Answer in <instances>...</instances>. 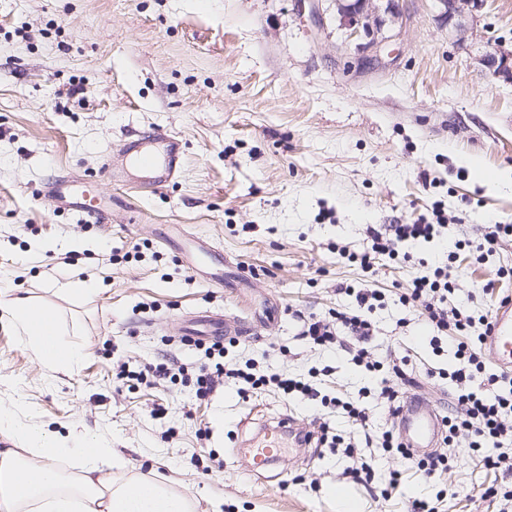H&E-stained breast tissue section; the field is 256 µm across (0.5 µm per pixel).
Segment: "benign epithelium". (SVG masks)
<instances>
[{
  "mask_svg": "<svg viewBox=\"0 0 512 512\" xmlns=\"http://www.w3.org/2000/svg\"><path fill=\"white\" fill-rule=\"evenodd\" d=\"M336 8L339 26L356 38L355 50L361 56H375L392 39L385 26L402 24V16L395 0H330ZM442 15L455 22L457 31L465 30L462 18L481 7L483 0H434ZM485 66L496 77L512 82V51L497 49L483 59Z\"/></svg>",
  "mask_w": 512,
  "mask_h": 512,
  "instance_id": "7a95c632",
  "label": "benign epithelium"
}]
</instances>
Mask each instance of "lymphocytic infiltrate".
I'll use <instances>...</instances> for the list:
<instances>
[{
  "instance_id": "1",
  "label": "lymphocytic infiltrate",
  "mask_w": 512,
  "mask_h": 512,
  "mask_svg": "<svg viewBox=\"0 0 512 512\" xmlns=\"http://www.w3.org/2000/svg\"><path fill=\"white\" fill-rule=\"evenodd\" d=\"M446 228L444 215L435 221L421 217L410 224H385L370 230L366 248L359 253L338 248L337 254L348 262L371 270L375 261L388 258L411 261L410 253L399 247L409 241L434 242ZM458 251H449L445 263L430 266L425 275L414 278L402 289L399 302L406 308L422 309L432 334L434 350H441L442 341L457 337L455 357L457 364L449 370H439L440 379L452 385L455 406L444 416V447L426 457L414 455L404 448L393 431L370 434L372 416L367 407L321 393L309 382L257 369L252 362L242 364L227 361L226 342L216 341L203 348L199 360L188 365L147 363L138 370H120L117 378L122 383L156 387L166 382L182 380L192 383L197 398L209 397L232 380L246 391L261 394L274 388L285 395H299L304 399L331 407L365 431V445L377 448L383 457L407 462L425 477L440 476L453 467L452 448L466 444L483 467L498 472L504 481L512 477V455L500 452L502 440L512 438V376L488 372L483 356V342L492 319L475 315L467 307L449 306L448 297L458 288L454 275ZM351 305L334 310L326 317L309 316L301 334L316 347L335 346L351 355L353 363L369 374H381L378 397L388 415H395L404 393L415 388L417 379L409 369L408 356L402 355L383 363L372 358L370 344L377 335L371 318L372 311L384 303L383 294L374 288H346Z\"/></svg>"
}]
</instances>
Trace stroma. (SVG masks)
Masks as SVG:
<instances>
[{
  "label": "stroma",
  "mask_w": 512,
  "mask_h": 512,
  "mask_svg": "<svg viewBox=\"0 0 512 512\" xmlns=\"http://www.w3.org/2000/svg\"><path fill=\"white\" fill-rule=\"evenodd\" d=\"M399 6L400 36L359 64L335 16L318 25L298 0H0V282L46 299L86 351L70 372L50 371L0 321V407L62 435H102L131 472L172 480L199 512L215 502L221 512H340L335 486L362 512H409L412 497L449 484L458 493L443 512H494L481 493L495 475L468 448H455L446 478L405 474L388 498L379 490L401 461L378 467L370 491L345 479L354 460L344 448L326 444L282 450L257 478L235 450L260 446V425L279 416L328 424L347 441L364 435L336 410L274 389L246 398L229 382L199 400L189 385L132 389L116 379L119 365L166 354L193 362L195 350L179 343L187 316L223 312L253 333L230 360L368 406L372 432L384 431L392 421L376 379L299 335L301 316L343 308L340 287L364 284L386 294L373 313L374 358L409 353L419 392L447 407L451 387L426 374L452 368L454 350L434 352L423 316L397 298L425 274L418 260L432 246L368 272L334 247L363 251L369 226L411 222L436 204L451 240L512 224V83L480 63L512 46V0H484L462 33L435 0ZM157 127L182 142L176 183L154 189L133 167L102 177L112 203L103 223L59 211L45 193L55 177L98 172L128 131ZM201 241L244 278L218 286L189 269L184 253ZM501 267L512 268V240L480 264L461 252L453 303L494 311L487 283ZM69 277L102 290L80 301L54 294ZM159 404L166 413L153 416Z\"/></svg>",
  "instance_id": "35a3bbf8"
}]
</instances>
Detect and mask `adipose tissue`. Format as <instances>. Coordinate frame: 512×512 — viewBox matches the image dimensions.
<instances>
[{
  "mask_svg": "<svg viewBox=\"0 0 512 512\" xmlns=\"http://www.w3.org/2000/svg\"><path fill=\"white\" fill-rule=\"evenodd\" d=\"M5 313L27 348L50 369L65 372L84 356L66 342L62 317L29 297L10 299ZM0 430L10 435L0 448V512H195L188 494L146 476L126 478L124 462L92 433L62 436L18 422L0 409ZM39 459L28 466L26 457ZM78 458L75 476L63 477L57 459Z\"/></svg>",
  "mask_w": 512,
  "mask_h": 512,
  "instance_id": "1",
  "label": "adipose tissue"
}]
</instances>
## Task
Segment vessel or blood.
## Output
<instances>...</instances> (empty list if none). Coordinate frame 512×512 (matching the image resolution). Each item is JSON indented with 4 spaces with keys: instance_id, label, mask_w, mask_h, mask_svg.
I'll use <instances>...</instances> for the list:
<instances>
[{
    "instance_id": "obj_1",
    "label": "vessel or blood",
    "mask_w": 512,
    "mask_h": 512,
    "mask_svg": "<svg viewBox=\"0 0 512 512\" xmlns=\"http://www.w3.org/2000/svg\"><path fill=\"white\" fill-rule=\"evenodd\" d=\"M128 162L148 172L156 186L168 185L183 171L182 143L176 135L162 128L130 136L119 155L106 157L102 172L115 175ZM47 190L59 209L77 212L97 222L112 215L111 208L100 197L93 176L61 177L50 182ZM186 334L198 339L243 338L247 336L248 328L241 320L205 311L187 327ZM484 347L503 371L512 373V301L500 305ZM395 426L405 447L417 454H429L439 444L442 419L432 405L420 397L406 398L396 416ZM288 433L296 434L299 443L303 444L310 429L288 415L281 417L277 425L265 426L264 444L253 449L248 471L258 474L276 463L281 441Z\"/></svg>"
}]
</instances>
